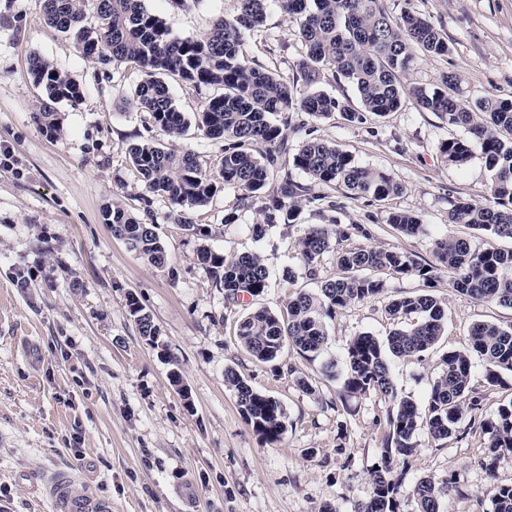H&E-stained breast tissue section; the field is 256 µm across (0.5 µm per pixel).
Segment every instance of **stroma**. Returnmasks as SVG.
Wrapping results in <instances>:
<instances>
[{"instance_id":"stroma-1","label":"stroma","mask_w":512,"mask_h":512,"mask_svg":"<svg viewBox=\"0 0 512 512\" xmlns=\"http://www.w3.org/2000/svg\"><path fill=\"white\" fill-rule=\"evenodd\" d=\"M393 13L412 8L442 28L449 51L424 57L412 82L430 86L441 73L462 76L470 98L512 99V0H386ZM172 34L196 37L233 17L237 0H146ZM298 25L270 4L259 30L245 35L244 54L285 79L297 76L303 54ZM39 54L85 89L77 106L57 107L62 132L47 135L35 120L42 96L29 71ZM144 74L130 65L90 63L72 39L42 18V0H0V512H49L34 482L42 471L75 468L112 498L114 512H354L371 492L381 462L391 404L370 393L350 394L343 375H326L342 363L360 334L386 341L394 329L385 307L408 295L431 293L445 302V330L429 350L389 356L399 394L425 408L443 355L469 347L478 322L512 325V308L455 292L446 272L433 288L414 276L386 277L376 298L355 302L327 323L323 350L305 357L285 347L261 362L235 336L251 310L282 309L288 296L316 294L322 281L339 276L326 254L316 278L300 261L297 242L307 225L358 224L370 237L350 245L374 246L435 261L433 243L444 236L466 239L476 251H511L512 239L448 221L452 202L488 205L490 172L481 152L457 167L439 154L440 144L464 136L436 114L412 103L364 123L342 114L318 120L302 112L275 122L296 149L317 139L348 152L362 166L385 171L403 191L384 201L349 198L338 186L311 183L280 157L268 186L283 179L310 185L316 204L301 208L289 224L252 233L262 221L258 207L240 203L238 188L223 186L210 203L189 213L211 228L191 235L168 217L170 204L156 196L150 207L169 262L158 268L113 238L102 219L106 204L121 203L142 216L139 176L130 165L132 144L149 138L143 113L125 104ZM392 211L418 216L423 233L407 236L388 224ZM234 223H225L227 214ZM227 257L259 254L270 286L258 297L225 302L224 291L197 261L201 246ZM135 295L159 330L157 345L140 336L127 307ZM235 369L254 389L278 399L288 428L280 442L262 440L240 414L224 385ZM486 365L472 360V385L483 395V415L512 403V373L489 384ZM308 380L306 393L299 385ZM461 435L415 437L416 451L403 474L396 512H418L412 495L422 478L454 477L459 492L443 499L440 512H492V497L512 485V453L495 468L483 465L487 441L469 418Z\"/></svg>"}]
</instances>
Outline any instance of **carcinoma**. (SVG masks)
Masks as SVG:
<instances>
[{"label":"carcinoma","mask_w":512,"mask_h":512,"mask_svg":"<svg viewBox=\"0 0 512 512\" xmlns=\"http://www.w3.org/2000/svg\"><path fill=\"white\" fill-rule=\"evenodd\" d=\"M267 2L238 0L232 18L218 20L200 36L179 38L146 8L145 0H96L93 24L87 21L85 0H43V20L73 36L91 62L101 66L130 63L146 75L132 93V104L147 114L149 125L166 135L171 145L146 139L129 148V162L140 175L145 206H150L149 195L162 194L172 206L169 218L173 223L207 237L211 231L192 223L189 210L206 206L222 185L241 190L244 205L260 199L270 167L288 153L287 134L273 122V116L304 112L325 118L341 112L347 121L361 123L364 113L385 116L397 111L408 97L420 109L469 134L441 144L440 152L449 163L466 165L477 143L491 171L489 191L494 205L459 199L448 211V223L468 224L512 239V100L484 97L472 101L464 91L463 79L455 73L441 75L431 88L409 80L419 55L448 53L442 29L414 11L394 16L386 9L385 0H277L280 9L297 21L305 47L296 65L305 86L300 93L275 73L248 62L242 53L245 33L266 20ZM29 65L44 91L36 118L46 134L56 136L61 131L57 105L79 104L84 88L38 54L30 55ZM326 70L338 73L355 89L361 108L354 109L319 88ZM170 74L196 89L217 87L222 93L209 98L203 110L190 119L162 80ZM193 125L207 137L224 141L216 174L203 169L193 152L173 145ZM292 162L313 181L338 185L352 196L385 200L401 191L384 171L360 166L349 153L318 140L299 145ZM304 200L312 203L316 198L307 197V188L297 183L283 182L263 201V222L253 226L255 235H262L273 224L293 220ZM102 217L114 237L128 235L130 250L140 258L157 267L167 265L168 255L154 223L136 219L118 204L106 206ZM387 222L408 236L422 228L418 218L404 211L389 213ZM349 237L350 232L337 224L309 226L298 240L307 274L316 275L318 260L331 251L332 241ZM433 252L434 266L423 265L403 252L376 247L338 250L336 264L343 276L322 282L317 295L298 292L289 296L284 314L267 307L250 312L237 324V340L262 362L275 360L287 344L303 354L317 353L328 339L326 320L355 301L380 295L385 288L381 273L416 276L429 287L443 268L456 292L512 308V251L480 252L464 239L443 237L434 241ZM197 258L224 288L227 301L233 302L243 293L258 297L269 288V271L256 254L228 259L203 246ZM128 306L140 335L154 336L153 320L135 297H129ZM388 315L396 325L389 334L388 348L374 337L360 334L350 340L344 360L348 392H374L393 404L387 416L381 465L372 473L369 498L357 504L356 512H395L401 478L392 475V463L413 454L418 431L444 440L456 433L464 414L476 419L483 396L470 386L473 356L485 361L486 380L491 384L499 381L498 370L512 371V325L477 323L470 332L471 349L443 356L441 373L421 412L399 397L385 351L411 356L433 347L444 330L445 310L432 295L419 294L390 303ZM224 385L234 393L240 413L257 435L269 443L281 440L288 416L279 400L253 389L231 368L224 370ZM479 427L488 439L486 467L491 469L501 454L512 452V403L499 407L496 417L479 421ZM454 493L460 490L451 478L440 483L421 479L412 488L418 512H439L440 499ZM493 512H512V485L498 488Z\"/></svg>","instance_id":"carcinoma-1"}]
</instances>
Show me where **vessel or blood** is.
<instances>
[{"mask_svg": "<svg viewBox=\"0 0 512 512\" xmlns=\"http://www.w3.org/2000/svg\"><path fill=\"white\" fill-rule=\"evenodd\" d=\"M38 485L49 512H112V499L71 469L41 474Z\"/></svg>", "mask_w": 512, "mask_h": 512, "instance_id": "b4317fda", "label": "vessel or blood"}]
</instances>
